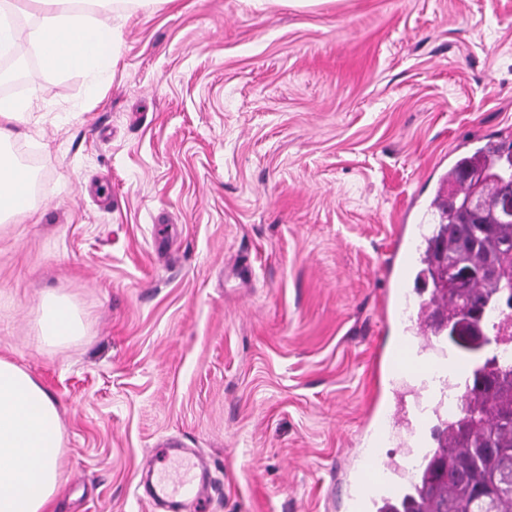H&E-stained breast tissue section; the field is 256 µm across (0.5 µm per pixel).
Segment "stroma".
Instances as JSON below:
<instances>
[{"mask_svg": "<svg viewBox=\"0 0 512 512\" xmlns=\"http://www.w3.org/2000/svg\"><path fill=\"white\" fill-rule=\"evenodd\" d=\"M121 31L103 98L37 54L13 151L36 211L0 225V356L54 398L53 512H170L164 448L199 456L185 512H345L408 382L399 260L443 174L512 143V0H174ZM84 336H37L45 293Z\"/></svg>", "mask_w": 512, "mask_h": 512, "instance_id": "35a3bbf8", "label": "stroma"}]
</instances>
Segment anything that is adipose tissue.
Listing matches in <instances>:
<instances>
[{
    "mask_svg": "<svg viewBox=\"0 0 512 512\" xmlns=\"http://www.w3.org/2000/svg\"><path fill=\"white\" fill-rule=\"evenodd\" d=\"M168 0H40L41 22L24 30L13 0H0V54L22 55L36 46L44 69L66 75L85 73V100L103 94L102 77L111 72L119 45L112 25L92 22L98 10L125 12ZM28 97H0V222L32 214L31 172L5 152L13 125L30 112ZM84 334V322L70 301L45 295L40 304L38 338L57 346ZM64 448L57 405L28 372L0 358V512H51L61 489Z\"/></svg>",
    "mask_w": 512,
    "mask_h": 512,
    "instance_id": "1",
    "label": "adipose tissue"
}]
</instances>
